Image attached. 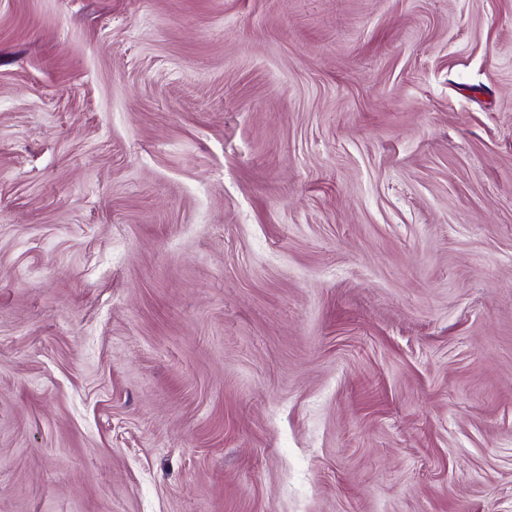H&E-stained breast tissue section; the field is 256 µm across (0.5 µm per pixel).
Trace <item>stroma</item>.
I'll return each instance as SVG.
<instances>
[{"label": "stroma", "instance_id": "1", "mask_svg": "<svg viewBox=\"0 0 512 512\" xmlns=\"http://www.w3.org/2000/svg\"><path fill=\"white\" fill-rule=\"evenodd\" d=\"M0 512H512V0H0Z\"/></svg>", "mask_w": 512, "mask_h": 512}]
</instances>
